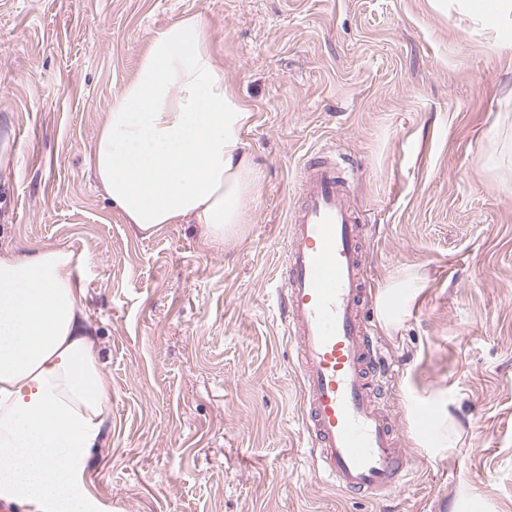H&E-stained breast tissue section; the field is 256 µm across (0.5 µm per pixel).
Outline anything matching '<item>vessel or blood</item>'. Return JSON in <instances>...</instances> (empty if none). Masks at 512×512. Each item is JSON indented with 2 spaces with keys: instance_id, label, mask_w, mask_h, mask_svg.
Segmentation results:
<instances>
[{
  "instance_id": "1",
  "label": "vessel or blood",
  "mask_w": 512,
  "mask_h": 512,
  "mask_svg": "<svg viewBox=\"0 0 512 512\" xmlns=\"http://www.w3.org/2000/svg\"><path fill=\"white\" fill-rule=\"evenodd\" d=\"M349 181L328 147L302 159L303 201L282 242L278 295L296 353L314 473L350 495L379 501L404 487L413 461L394 429L387 369L364 315L362 219L348 201Z\"/></svg>"
}]
</instances>
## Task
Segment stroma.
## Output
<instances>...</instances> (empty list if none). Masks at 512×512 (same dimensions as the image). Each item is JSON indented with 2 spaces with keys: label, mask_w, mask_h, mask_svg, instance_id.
<instances>
[{
  "label": "stroma",
  "mask_w": 512,
  "mask_h": 512,
  "mask_svg": "<svg viewBox=\"0 0 512 512\" xmlns=\"http://www.w3.org/2000/svg\"><path fill=\"white\" fill-rule=\"evenodd\" d=\"M473 0H0V250L85 254L109 429L90 452L105 512H512V51ZM201 14L253 113L261 176L232 242L146 237L90 163L153 34ZM357 170L372 300L410 482L377 504L318 479L276 280L302 155ZM413 275L400 324L378 296ZM452 447L424 449L415 409Z\"/></svg>",
  "instance_id": "stroma-1"
}]
</instances>
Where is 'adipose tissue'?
Returning <instances> with one entry per match:
<instances>
[{"instance_id":"adipose-tissue-1","label":"adipose tissue","mask_w":512,"mask_h":512,"mask_svg":"<svg viewBox=\"0 0 512 512\" xmlns=\"http://www.w3.org/2000/svg\"><path fill=\"white\" fill-rule=\"evenodd\" d=\"M251 110L224 82L198 14L155 33L113 97L91 165L144 235L201 224L239 236L259 174L246 148ZM62 246L0 253V498L28 512H89L83 459L108 426L109 381L77 272Z\"/></svg>"}]
</instances>
